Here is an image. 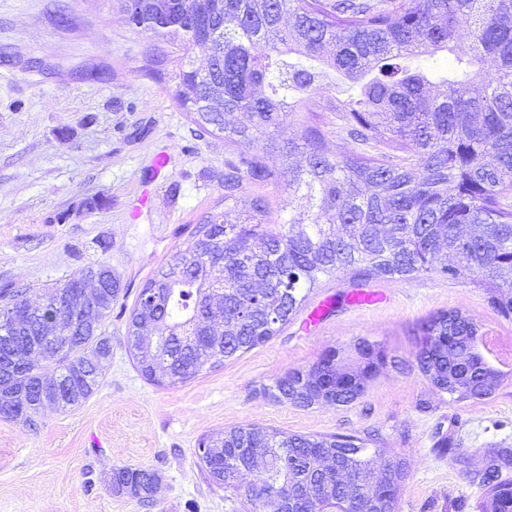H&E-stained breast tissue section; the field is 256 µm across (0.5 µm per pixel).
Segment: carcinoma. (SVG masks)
<instances>
[{
  "mask_svg": "<svg viewBox=\"0 0 512 512\" xmlns=\"http://www.w3.org/2000/svg\"><path fill=\"white\" fill-rule=\"evenodd\" d=\"M147 13L113 4L188 59L175 99L200 130L261 156L227 161L224 210L204 216L136 299L126 341L144 377L184 384L276 336L321 278L468 279L512 313V0H156ZM206 53L194 66L196 49ZM447 52L448 61L436 58ZM490 57L493 65L482 66ZM355 147L323 150L319 113ZM292 124L298 138L284 137ZM284 179L288 205L307 223H271L263 196L242 183ZM96 281L95 325L83 318ZM28 289L0 291V418L29 426L47 405L79 407L112 355L106 322L121 288L98 261L32 303ZM477 321L459 310L426 321L414 354L432 386L456 402L491 397L504 373L475 342ZM358 362L334 350L288 371L271 396L309 408L346 406L386 363L361 341ZM353 435L288 434L246 424L200 440L198 463L241 491L247 509L313 512L353 491L375 512H396L404 463ZM487 508L508 512L512 483L493 482ZM157 472L113 469L112 489L153 501Z\"/></svg>",
  "mask_w": 512,
  "mask_h": 512,
  "instance_id": "carcinoma-1",
  "label": "carcinoma"
}]
</instances>
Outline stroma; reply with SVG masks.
<instances>
[{
    "label": "stroma",
    "instance_id": "obj_1",
    "mask_svg": "<svg viewBox=\"0 0 512 512\" xmlns=\"http://www.w3.org/2000/svg\"><path fill=\"white\" fill-rule=\"evenodd\" d=\"M185 65L177 49L129 28L110 0H0V289L38 292L100 260L126 291L95 393L73 410L46 408L34 429L0 418V512H245L195 456L201 438L245 423L372 436L406 466L397 512H482L479 472L512 482V367L492 397L456 402L414 360L425 322L448 310L512 343V316L468 281L325 276L263 346L176 386L140 373L126 342L129 306L202 216L223 210L227 160L263 152L199 132L173 99ZM161 152L168 165L156 179ZM149 181L152 203L131 218ZM377 286L390 295L382 306L346 299ZM325 299L319 326L303 331ZM362 339L387 361L354 403L301 408L270 395L289 370ZM123 465L158 472L155 507L113 492Z\"/></svg>",
    "mask_w": 512,
    "mask_h": 512
}]
</instances>
